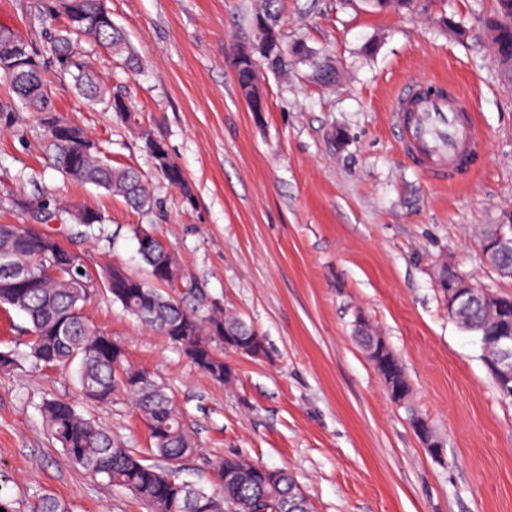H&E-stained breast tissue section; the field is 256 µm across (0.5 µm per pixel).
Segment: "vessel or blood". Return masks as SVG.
<instances>
[{
  "mask_svg": "<svg viewBox=\"0 0 512 512\" xmlns=\"http://www.w3.org/2000/svg\"><path fill=\"white\" fill-rule=\"evenodd\" d=\"M421 90V84L411 81L400 87L390 106V124L402 134L415 168L434 183H458L468 160L484 152V131L470 116L464 94L425 97Z\"/></svg>",
  "mask_w": 512,
  "mask_h": 512,
  "instance_id": "b4317fda",
  "label": "vessel or blood"
}]
</instances>
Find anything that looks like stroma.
<instances>
[{
  "instance_id": "stroma-1",
  "label": "stroma",
  "mask_w": 512,
  "mask_h": 512,
  "mask_svg": "<svg viewBox=\"0 0 512 512\" xmlns=\"http://www.w3.org/2000/svg\"><path fill=\"white\" fill-rule=\"evenodd\" d=\"M260 0H107L142 64L131 71L102 49L103 80L123 87L142 125L162 138L194 200L168 183L141 141L92 107L70 76L48 68L56 109L99 141L114 165L142 172L152 211L63 177L38 115L0 125V224L30 223L3 192L54 197L100 210L93 234L47 225L96 271L145 272L132 230L163 239L208 301L243 316L264 338L260 358L228 352L231 382L201 372L143 327L104 289L86 317L130 364L170 386L197 446L182 477L204 486L216 461L238 454L285 468L313 512H512V402L501 398L480 344L448 317L441 266L512 297V278L485 261L481 232L512 213V86L500 76L483 19L495 0H422L415 11H365L346 0H280L283 33L338 66L333 86L306 73L261 72L267 103L248 111L231 62L254 43ZM36 0H0V27L39 40ZM463 25L458 39L443 18ZM375 43L365 54L367 43ZM468 93L487 137L473 171L434 185L406 160L387 111L406 81ZM389 345L411 386L397 406L355 338L357 318ZM29 323L0 307V489L17 512L48 492L71 512H151L73 464L43 421L41 403L71 401L128 447L148 430L129 401L84 397L74 367L36 365ZM416 410L443 443L433 458L407 418Z\"/></svg>"
}]
</instances>
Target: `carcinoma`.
I'll return each mask as SVG.
<instances>
[{"instance_id": "carcinoma-1", "label": "carcinoma", "mask_w": 512, "mask_h": 512, "mask_svg": "<svg viewBox=\"0 0 512 512\" xmlns=\"http://www.w3.org/2000/svg\"><path fill=\"white\" fill-rule=\"evenodd\" d=\"M50 0H39L38 12L43 22V44L38 48L14 31L0 27V46L4 41L16 39L25 45L30 64L28 73L18 79L0 70V82L8 87L11 100H0V121L13 118L14 103L40 115L56 117L50 87L44 76V65L53 64L56 71L72 76L80 94L112 113L122 123L136 122L129 108L122 107L126 96L122 91L104 82L89 56L88 47L98 46L112 55L125 59L132 70L138 67L125 32L112 23L100 20L105 0H74L81 20L61 21L47 12ZM278 0H262L255 17L268 25L280 28ZM486 26L499 31L493 42L495 58L500 65L504 81H512V0H496V9L485 19ZM246 49L234 53L233 68L241 96L249 100L259 95L258 73L243 59ZM293 65L287 51L273 54L265 69L274 73L288 71ZM57 123L70 128L71 137L60 138L54 126L47 130L46 148L53 154L55 168L66 179L91 184L108 194L122 197L138 210H150L155 200L145 186L142 176L129 167H114L103 152L89 144L86 132L79 126L57 117ZM156 167L168 182L181 189L186 198L191 192L184 174L175 161L165 164L152 152V145L163 140L138 126ZM11 204L18 210L28 211L33 221L48 224L57 221L92 228L82 215L96 217L95 223L105 222L102 212L70 203L61 205L55 199H44L36 205L24 195H11ZM138 252L149 268L145 280L112 265L97 274L82 268L78 257L66 249L58 239L47 232L35 230L28 224H0V249L10 251L13 265L25 270H40L44 264L54 263L56 276L45 278L28 294L19 296L10 287L11 278L0 271V304L24 313L30 323L29 356L44 367L78 364V383L81 391L91 400L110 403L123 395L129 398L149 429L148 452H135L115 441L93 420L85 417L76 407L62 399H49L42 411L46 424L60 442L70 461L84 471L123 487L136 497L149 502L153 512H206L211 501L224 500L227 512H257L259 502L267 497L293 498L299 486L285 469L277 470L276 483H267L261 465L238 455H228L216 464L218 483L210 489L195 486L196 498L184 495L186 482L178 475L177 466L197 448L189 437L182 414L168 388L150 373L125 363V356H112L101 345L105 335L85 317L83 305L89 289L98 284L131 316L152 330L166 336L190 359L195 353L210 349L213 354L202 371L212 378L229 382L234 373L224 363L222 351L235 350L233 337L248 336L254 329L242 318L227 313L215 303L207 304L193 281L183 279L188 290L178 295L163 289L164 283L156 279L158 271H180V267L166 245L155 240L144 244L140 239L152 233L134 227ZM467 331L479 337L483 362H489L490 351L484 336L493 326L489 312L474 309L459 321ZM380 377L391 397L407 408L409 423L420 418L408 407L411 389L402 365H395ZM33 512H69L68 506L50 494L37 498Z\"/></svg>"}]
</instances>
